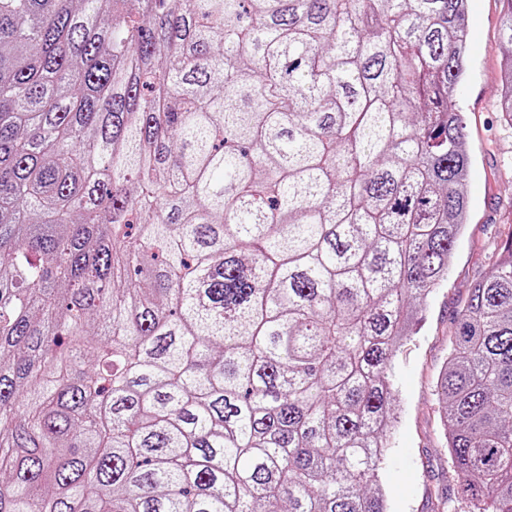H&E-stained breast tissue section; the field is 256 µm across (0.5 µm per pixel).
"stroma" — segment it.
Returning <instances> with one entry per match:
<instances>
[{"label":"stroma","mask_w":512,"mask_h":512,"mask_svg":"<svg viewBox=\"0 0 512 512\" xmlns=\"http://www.w3.org/2000/svg\"><path fill=\"white\" fill-rule=\"evenodd\" d=\"M504 0H469L466 74L457 88L471 154L466 185L469 224L448 278L417 300L411 334L392 370L401 423L381 478L389 512H474L457 494V475L445 437L438 374L446 363L459 308L475 282L490 275L494 259L512 249L499 232L512 222V127L498 112L501 69L512 46L500 36Z\"/></svg>","instance_id":"35a3bbf8"}]
</instances>
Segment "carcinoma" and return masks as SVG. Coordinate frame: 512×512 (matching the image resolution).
I'll return each instance as SVG.
<instances>
[{
	"mask_svg": "<svg viewBox=\"0 0 512 512\" xmlns=\"http://www.w3.org/2000/svg\"><path fill=\"white\" fill-rule=\"evenodd\" d=\"M468 0H0V512H388ZM498 102L512 126V59ZM435 388L512 512V253Z\"/></svg>",
	"mask_w": 512,
	"mask_h": 512,
	"instance_id": "obj_1",
	"label": "carcinoma"
}]
</instances>
